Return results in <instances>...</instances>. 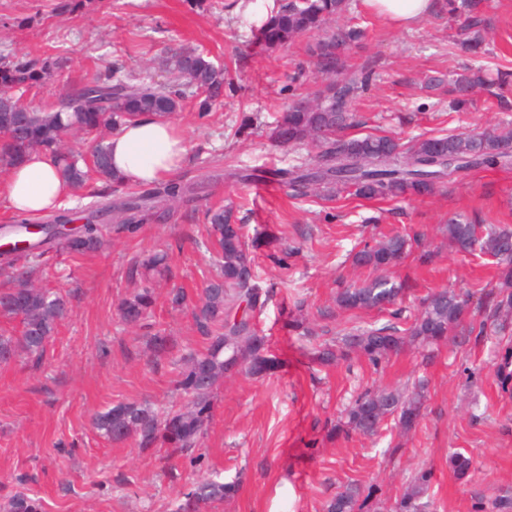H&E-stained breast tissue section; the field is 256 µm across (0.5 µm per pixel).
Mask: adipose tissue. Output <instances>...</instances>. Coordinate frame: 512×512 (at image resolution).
<instances>
[{
    "instance_id": "ef3b65f1",
    "label": "adipose tissue",
    "mask_w": 512,
    "mask_h": 512,
    "mask_svg": "<svg viewBox=\"0 0 512 512\" xmlns=\"http://www.w3.org/2000/svg\"><path fill=\"white\" fill-rule=\"evenodd\" d=\"M113 172L123 183L151 185L172 179L188 160L182 130L152 114L125 124L106 142ZM73 188L58 174L51 157L34 152L0 180V198L8 209L31 216L58 208Z\"/></svg>"
}]
</instances>
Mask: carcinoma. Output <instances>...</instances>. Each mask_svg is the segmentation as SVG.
I'll use <instances>...</instances> for the list:
<instances>
[{
    "label": "carcinoma",
    "mask_w": 512,
    "mask_h": 512,
    "mask_svg": "<svg viewBox=\"0 0 512 512\" xmlns=\"http://www.w3.org/2000/svg\"><path fill=\"white\" fill-rule=\"evenodd\" d=\"M441 12L462 20L468 38L461 43L466 52H483L482 0H438ZM350 0H287L272 12L258 30L267 48L279 47L310 33L319 37L307 52L317 73L327 81L313 98L299 97L286 106L274 130L282 147L312 144L319 149L314 164L301 163L274 172L278 181L300 196L333 197L346 192L364 200H392L434 194L445 180L469 170L498 166L512 167V122L481 133H451L407 142L395 137L347 136L355 123L349 112L351 102L362 90L363 79L345 73L344 57L363 35L351 25H336ZM163 65L171 81L157 84L150 77H120L111 70L66 92V99L35 109L21 103L16 90L40 83L53 69V62L25 57L0 66V166L7 168L34 151L53 158L61 177L76 190L91 181L117 183L112 175L106 134L138 119L144 113L168 119L181 111L191 92L199 116L224 96L226 71L198 49H169ZM512 74L500 72L490 78L482 68H466L448 80L432 76L427 87H448L452 103H467L478 89L491 90L512 81ZM89 141V157L64 147L67 136ZM199 183L166 182L146 194L151 205L137 202L112 207L94 203L82 211L58 209L37 232L29 229L22 214L0 227V234L14 238L16 246L0 253V267L9 270L12 285L0 290V317L17 320V338L0 332V364L23 353L40 358L57 327L68 314L70 301L60 293L33 283L36 267L52 253L84 256L100 249L106 238L133 237L147 220L167 222L171 204L201 192ZM206 232L218 256L219 271L201 294L189 296L178 288L169 294L174 308L191 311L204 351L182 358L176 384L188 396L187 405L155 411L137 402H118L94 419L96 429L114 442L135 438L138 447L166 448L171 456L197 447L212 418L214 391L224 379L240 372L251 376L272 375L282 367L265 337L259 335L253 314L265 305L267 295L257 284L254 258L246 241L244 225L235 222L233 208L215 207L205 212ZM448 244L459 253L478 251L496 260L500 267V291L492 315L512 318V230L494 224H472L451 218L445 225ZM408 255V240L402 234L385 236L365 245L353 258L357 267H368L376 276L348 285L336 297L344 310L383 311L396 305L404 285L389 274ZM165 256L148 254L137 260L130 273L147 285L124 298L118 308L122 322L131 327L144 325L155 303L149 283L166 278ZM468 299L447 289L423 299L413 322L404 329L384 325L348 333L337 343L313 344L306 350L309 364L332 366L340 361L365 358L377 367L406 345L421 346L446 341L459 333H483L484 327L466 323ZM495 376L500 390L512 391V349H504ZM424 408L421 386L412 389H367L346 409L344 419L331 432L346 437L377 434L389 417L411 430ZM453 475L466 479L473 469L470 456L455 452L448 459ZM432 472L422 468L414 473L393 512H426ZM239 481L226 482L218 476L203 475L190 481L180 492L172 512H209L214 505L234 498ZM377 488L349 484L324 504L325 512H371ZM0 512H42L41 500L18 493Z\"/></svg>",
    "instance_id": "obj_1"
}]
</instances>
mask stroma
Segmentation results:
<instances>
[{"label":"stroma","mask_w":512,"mask_h":512,"mask_svg":"<svg viewBox=\"0 0 512 512\" xmlns=\"http://www.w3.org/2000/svg\"><path fill=\"white\" fill-rule=\"evenodd\" d=\"M350 3L364 37L348 52V69L371 73L354 104L355 134L408 139L512 121V86L477 92L460 112L447 95L425 86L429 75L477 64L512 69V0L484 5L488 52L478 58L459 48L461 32L447 15L431 13L396 28L366 0ZM277 7L278 0H223L195 10L185 0H0V64L23 55L55 62L50 77L22 95L32 108L48 107L115 63L126 73L146 71L166 81L161 60L176 45L204 50L230 76L209 116L188 106L173 117L189 140L177 178L205 182V193L177 202L168 223H147L136 238L113 237L84 257L54 254L36 272V283L71 295L72 306L40 360L21 355L0 366V503L24 492L40 497L45 512H166L202 470L241 481L238 495L212 512H323L324 502L350 483L378 486L377 512H392L395 496L423 467L432 471L436 512H476V499L512 498V394L501 393L493 372L502 346L512 342V321L488 324L481 336L448 339L429 362L414 346L378 367L359 358L317 370L305 355L309 342L388 321L385 313L341 310L336 293L341 283L373 275L353 265V254L394 233L425 235L394 270L406 286L400 327H408L421 298L442 288L470 294L471 320L485 321L498 281L495 261L457 254L441 229L454 216L512 225V170H476L427 197H292L273 172L315 150L277 148L271 132L295 95L316 93L324 80L306 53L307 38L273 50L258 42L260 26ZM228 169L258 176L246 184L228 181ZM218 205L233 206L254 243L258 284L269 292L256 329L283 366L271 376L237 375L218 387L196 467L189 457L142 450L132 439L112 442L92 419L120 401L185 404L175 364L203 343L191 316L173 309L167 294L200 291L212 273L204 212ZM287 246L293 252L283 269L271 256ZM147 251L167 253L171 275L155 288L148 325L133 330L121 323L117 306L137 286L129 276L133 259ZM295 320L311 337L298 335ZM157 334L174 344L158 357L151 351ZM420 378L427 410L416 429L403 431L389 419L373 437L330 435L363 388L402 390ZM455 451L473 456L472 481L450 472Z\"/></svg>","instance_id":"obj_1"}]
</instances>
